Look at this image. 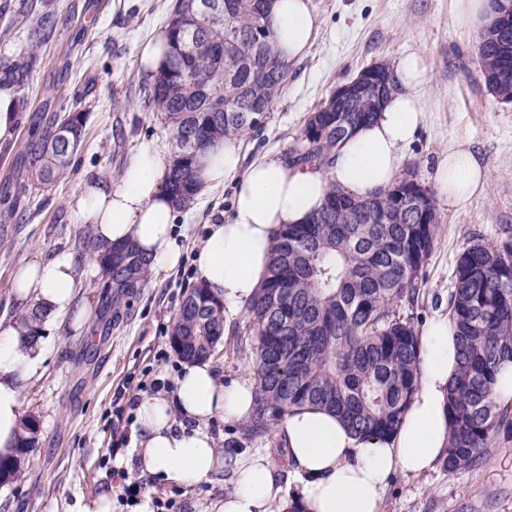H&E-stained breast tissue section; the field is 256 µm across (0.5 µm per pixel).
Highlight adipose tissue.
<instances>
[{
  "label": "adipose tissue",
  "instance_id": "adipose-tissue-1",
  "mask_svg": "<svg viewBox=\"0 0 512 512\" xmlns=\"http://www.w3.org/2000/svg\"><path fill=\"white\" fill-rule=\"evenodd\" d=\"M266 24L281 58H303L316 33L312 0H269ZM396 84L381 112L336 150L327 168L291 167L269 156L243 165L238 141L220 143L198 160V193L233 181V218L212 224L196 263V281L236 310L262 286L272 247L288 224H302L321 207L329 188L367 198L386 189L402 166V151L423 119L415 89L426 77L418 55H407L394 72ZM171 153L141 144L125 167L120 185L85 184L71 204L77 219L92 225L98 244L133 245L155 273L181 262L176 238L177 206L168 190ZM435 186L450 206L463 209L487 190V175L470 138L455 139L436 170ZM88 263L62 249L39 255L13 281L22 304L41 303L52 318L77 307L87 286ZM457 365L452 324L432 320L421 334L419 387L396 432L361 439L334 413L305 405L289 410L272 431L274 444L291 463L280 477L269 450L222 455L210 429L214 419L243 422L252 416L251 383L225 382L212 364H183L174 393L158 392L137 407V467L166 483L197 485L219 470L230 471L234 489L220 512H279L293 503L300 512H382L394 473L418 476L433 469L450 441L448 385ZM39 370L37 348L18 328L0 326V453L13 448L21 392Z\"/></svg>",
  "mask_w": 512,
  "mask_h": 512
}]
</instances>
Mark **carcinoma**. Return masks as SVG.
I'll return each mask as SVG.
<instances>
[{
	"label": "carcinoma",
	"instance_id": "cac0c4a2",
	"mask_svg": "<svg viewBox=\"0 0 512 512\" xmlns=\"http://www.w3.org/2000/svg\"><path fill=\"white\" fill-rule=\"evenodd\" d=\"M202 2L177 0L164 29L168 60L148 98L172 132L167 188L181 210L196 202L199 156L218 141L261 130L266 113L253 111V100L271 109L291 68L264 22L267 0H221L216 14L201 10ZM51 23L48 16L36 19L29 50L0 61V84L25 86L39 63L40 31ZM499 55L498 43L482 32L479 67L493 94ZM345 111L347 125L322 110L319 131L306 121L288 162L327 166L337 146L376 116L362 98L347 101ZM84 126L81 112L49 120L31 149V179L39 187L66 174ZM415 179L408 167L365 199L332 190L309 221L280 232L262 287L242 306L245 328L237 331L257 375L250 434L269 432L273 420L303 404L337 414L362 438L388 437L398 428L418 387L420 340L395 306L418 299L439 223L423 224L406 212L398 224H358L355 215L387 205L392 191ZM502 234L487 244L472 237L458 255L448 294L458 343L448 387L444 468L450 474L479 468L498 437L512 434V408L499 405L494 390L501 365L512 362V229ZM101 260L117 306L144 282L145 263L127 247L112 248ZM46 318L37 302L21 316L30 344H38ZM169 343L184 361L209 359L224 343L223 302L202 286L187 289ZM37 434L21 433L11 453L0 455V488L21 475Z\"/></svg>",
	"mask_w": 512,
	"mask_h": 512
}]
</instances>
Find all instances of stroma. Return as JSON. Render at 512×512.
<instances>
[{"label":"stroma","mask_w":512,"mask_h":512,"mask_svg":"<svg viewBox=\"0 0 512 512\" xmlns=\"http://www.w3.org/2000/svg\"><path fill=\"white\" fill-rule=\"evenodd\" d=\"M176 0H0V58L29 45L33 21L56 17L39 50L40 63L27 84L14 90L11 138L0 141V321L17 325L25 308L14 296L16 268L39 254L84 251L88 225L76 222L69 202L96 180L119 183L136 149L145 142L170 147L171 132L147 104L152 77L138 71L143 45L162 34ZM320 31L309 53L293 63L286 86L264 128L244 137V164L287 154L311 112L336 86L383 61L396 67L420 55L427 75L419 89L423 122L403 161L433 186L436 165L449 143L469 136L488 172L485 196L465 210L436 197L439 228L424 266L417 302L401 304V317L416 328L448 314L456 256L472 235L495 242L512 226V103L485 87L477 61L479 35L455 20L456 0H312ZM84 112L86 137L66 176L51 190L28 180L29 144L38 141L47 117ZM233 183L211 191L182 211L176 233L181 265L150 275L117 314L105 311L111 293L99 261H92L84 298L85 319L65 317L42 325L43 362L22 393V414L39 424L24 475L0 489V512H80L84 501L112 490L122 512H212L234 487L231 475L181 487L117 468L134 446L136 407L142 397L173 392L180 360L168 336L206 227L226 221ZM240 312L224 315V343L213 357L225 379L255 380L249 355L239 352ZM383 512H512V437H499L478 469L448 473L443 466L409 478L394 474Z\"/></svg>","instance_id":"stroma-1"}]
</instances>
